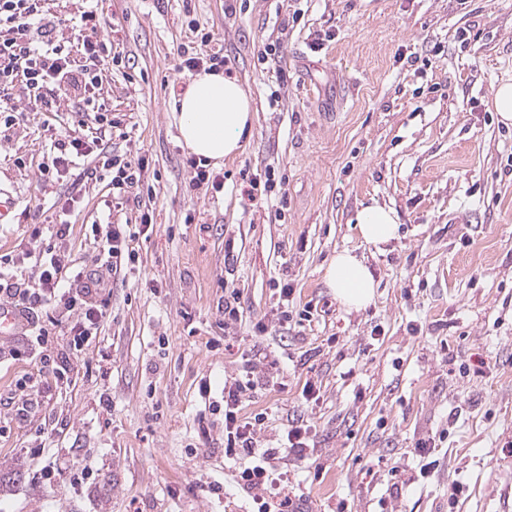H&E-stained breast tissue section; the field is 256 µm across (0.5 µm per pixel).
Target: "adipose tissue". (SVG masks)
Segmentation results:
<instances>
[{"label": "adipose tissue", "mask_w": 512, "mask_h": 512, "mask_svg": "<svg viewBox=\"0 0 512 512\" xmlns=\"http://www.w3.org/2000/svg\"><path fill=\"white\" fill-rule=\"evenodd\" d=\"M179 104L181 140L191 154L219 165L242 150L251 134L254 109L237 77L215 70L198 72L190 77ZM356 222L363 241L376 250L398 236L396 211L378 202L362 206ZM325 282L350 309L364 308L374 298L375 280L367 258L351 250L337 252L331 259Z\"/></svg>", "instance_id": "1"}]
</instances>
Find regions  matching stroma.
Listing matches in <instances>:
<instances>
[{
	"mask_svg": "<svg viewBox=\"0 0 512 512\" xmlns=\"http://www.w3.org/2000/svg\"><path fill=\"white\" fill-rule=\"evenodd\" d=\"M100 32L124 58L101 94L111 135L82 129L104 152L143 160L151 193L113 198L105 183L43 177L60 119L26 100L0 133V191L18 205L0 223L5 280L33 287L24 253L38 203L77 194L61 245L93 261L90 224L148 214L131 269L99 294L106 318L67 381L15 416L11 397L37 367L0 361V512H254L224 455L221 399L246 359L266 356L270 382L245 410L264 413L257 440L310 429L313 452L284 456L301 512H512V125L494 90L512 81V0H101ZM210 31L225 73L250 88L251 138L216 172L224 187H192L178 127L190 74L178 47ZM276 50L264 54L265 45ZM274 169L281 189L249 195ZM392 206L399 237L377 252L355 214ZM366 255L377 284L350 311L328 288L336 252ZM293 312L277 320L278 287ZM240 293L242 322L225 335L217 306ZM265 322L269 331L257 335ZM314 383L317 400L303 394ZM438 467L421 477L419 440ZM98 470L75 490L38 480L34 441ZM463 483L456 506L448 489Z\"/></svg>",
	"mask_w": 512,
	"mask_h": 512,
	"instance_id": "obj_1",
	"label": "stroma"
}]
</instances>
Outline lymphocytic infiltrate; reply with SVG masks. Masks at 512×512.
Listing matches in <instances>:
<instances>
[{
    "label": "lymphocytic infiltrate",
    "mask_w": 512,
    "mask_h": 512,
    "mask_svg": "<svg viewBox=\"0 0 512 512\" xmlns=\"http://www.w3.org/2000/svg\"><path fill=\"white\" fill-rule=\"evenodd\" d=\"M103 23L98 0H80L76 22L68 29L57 16L44 11L42 0H0V123L12 126L11 101L21 97L44 112H71L73 126L55 137L43 155L42 175L60 178L71 172L79 182L106 179L114 191L126 194L142 187V165L100 151L96 140L80 133L87 119L107 123L108 108L100 93L102 72L122 63L121 55L110 54L100 38ZM92 155L96 165L80 168V160ZM75 203L72 195L54 201L58 214L51 225L54 242L67 237ZM91 234L97 251L92 267L76 266L53 242L29 255L37 277L35 287L0 284V296H6L9 308L27 321L21 343L0 355L39 362L40 374L30 382L33 391L68 378L70 361H51L45 352L49 341L56 335L65 337L71 355L81 354L106 316L97 299L101 288L136 257L133 244L139 234L129 225L95 224ZM42 307L47 313L41 318L37 311ZM261 381L258 365L251 359L242 376L225 381L224 454L245 456L235 481L254 492L258 512H296L282 488L286 475L281 471L280 451L286 448L296 457H305L310 449L309 432L295 425L288 428L279 447H258L256 435L264 416H244L242 407Z\"/></svg>",
    "instance_id": "lymphocytic-infiltrate-1"
}]
</instances>
